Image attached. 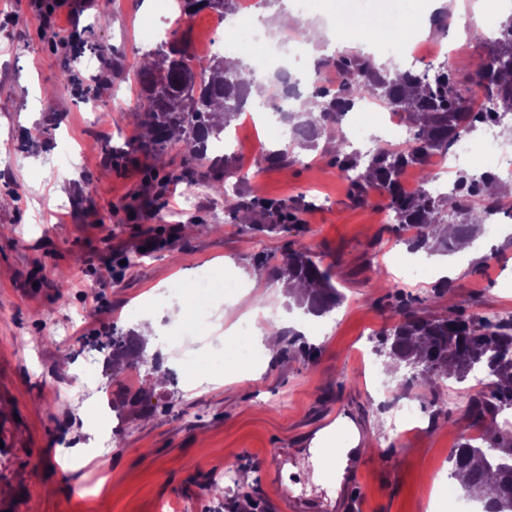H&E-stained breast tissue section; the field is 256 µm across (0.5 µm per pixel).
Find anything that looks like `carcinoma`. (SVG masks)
I'll return each instance as SVG.
<instances>
[{
    "label": "carcinoma",
    "instance_id": "1",
    "mask_svg": "<svg viewBox=\"0 0 512 512\" xmlns=\"http://www.w3.org/2000/svg\"><path fill=\"white\" fill-rule=\"evenodd\" d=\"M234 0H177L179 18L191 20L209 9L224 14L233 10ZM150 61L136 72L137 98L133 117L137 130L132 144L161 157L172 140L185 145L182 176L210 184L224 196L233 213L248 211L254 204L227 194L224 175L230 159L212 155L210 143L224 137L231 123L246 108L256 82L246 79L240 69L215 55L194 69L186 62V48L177 42H161L149 51ZM317 65L334 69L344 83L340 92L322 88L313 94L319 99L317 113L296 107L282 113L294 131L292 140L266 156L272 165L288 161L296 151H315L322 139L335 144L332 151L339 171L349 180L355 198L365 203L373 188L383 190L394 222L389 230L415 234L405 243L412 251L438 249L453 253L473 241L482 226L501 211V197L488 192L498 178L467 172L458 174L452 192L432 197L424 192L405 194L401 175L405 168L426 166L435 152L444 155L463 134L479 128L484 110L473 96H465L453 80L451 68L440 67L420 74L409 72L395 78L393 70L378 65L360 53H338L320 58ZM475 93L501 111L512 113V19L506 21L492 42L481 70L470 77ZM373 97L389 108L404 111L418 133L414 143L393 150L379 147L368 155L349 150L343 130L336 126L339 111L354 101ZM221 106L224 120H214ZM464 211V220L453 225L452 236L437 238V228L447 223L448 211ZM269 278L288 288L291 309L305 315L321 316L340 306L342 295L330 269L303 248H288L276 263L257 260ZM395 300L396 322L384 330L374 352L384 358L388 373H408L405 385L422 386L438 402L439 382L461 383L475 366L487 369L489 389L468 395L467 412L475 422L490 421L494 430L478 441L462 437L453 451L452 476L469 496L484 503L485 512H512V433L503 431L495 420L502 406H512V317L434 315L422 311L417 297L400 290L388 291ZM112 350L117 358H139L141 349L129 336L112 331Z\"/></svg>",
    "mask_w": 512,
    "mask_h": 512
}]
</instances>
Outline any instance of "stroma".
Returning a JSON list of instances; mask_svg holds the SVG:
<instances>
[{
	"label": "stroma",
	"mask_w": 512,
	"mask_h": 512,
	"mask_svg": "<svg viewBox=\"0 0 512 512\" xmlns=\"http://www.w3.org/2000/svg\"><path fill=\"white\" fill-rule=\"evenodd\" d=\"M0 0V512H288L275 485L292 496L335 501L334 448L366 437L362 512H448L436 498L439 470L473 424L468 392L446 382L449 413L434 420L428 390L408 391L419 422L393 430V410L373 389L367 339L396 320L377 270L422 298L428 312L512 308V232L478 237L452 255L460 272L448 292L429 301L432 283L404 279L408 254L380 212L387 199L371 190L355 203L330 152L301 153L273 166L281 148L262 122L239 119L228 194L256 201L229 213L224 198L181 176L186 150L163 158L134 149L132 72L149 51L139 32L156 0ZM479 9L488 32L512 17V0H445L456 16ZM56 15L55 29L45 23ZM109 22L100 25L101 12ZM359 13L391 26L428 15L420 0H311L307 22ZM107 47L119 72L88 74L82 58ZM78 169L59 164L60 152ZM284 204L289 220L261 230L262 203ZM304 247L331 266L344 295L326 332L298 327L279 282L257 257ZM235 280L237 289L207 319L235 328L266 307L280 314L255 343L254 362L218 364L225 336L204 339L196 360H211L209 380L192 386L176 369L184 351L160 341L135 368L112 367L113 330L134 329L145 307L163 311L172 291L199 266Z\"/></svg>",
	"instance_id": "stroma-1"
}]
</instances>
